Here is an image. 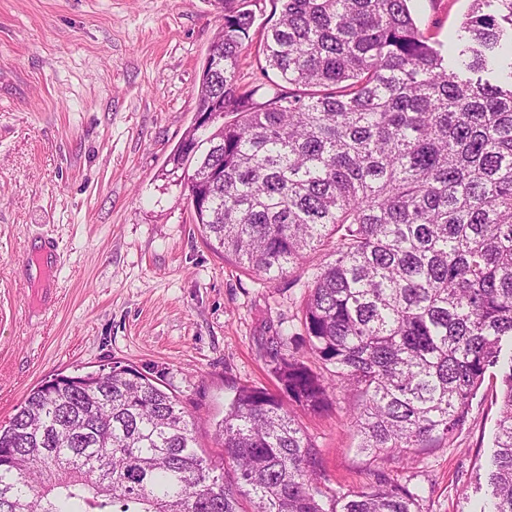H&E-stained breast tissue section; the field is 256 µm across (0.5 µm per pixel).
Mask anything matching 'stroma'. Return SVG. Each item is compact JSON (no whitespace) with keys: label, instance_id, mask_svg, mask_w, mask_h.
<instances>
[{"label":"stroma","instance_id":"stroma-1","mask_svg":"<svg viewBox=\"0 0 512 512\" xmlns=\"http://www.w3.org/2000/svg\"><path fill=\"white\" fill-rule=\"evenodd\" d=\"M470 5L409 8L444 45ZM223 26L218 0H0V420L42 382L118 361L176 396L217 462L233 388L275 389L261 347L299 332L305 289L213 251L168 175ZM355 404L341 393L300 417L325 495L409 478L421 512H475L494 452L490 384L448 445L399 465L359 452Z\"/></svg>","mask_w":512,"mask_h":512}]
</instances>
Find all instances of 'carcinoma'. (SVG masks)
<instances>
[{
	"mask_svg": "<svg viewBox=\"0 0 512 512\" xmlns=\"http://www.w3.org/2000/svg\"><path fill=\"white\" fill-rule=\"evenodd\" d=\"M262 0H219L197 111L169 174L187 178L211 248L277 281L312 273L302 332L271 337L277 395L240 386L218 423L226 470L198 453L175 396L137 369L44 382L0 423V512H420L410 483L328 497L319 454L286 403L353 391L358 450L395 464L441 448L500 378L487 479L512 512V0H472L457 57L409 0H272L259 44L280 82H239Z\"/></svg>",
	"mask_w": 512,
	"mask_h": 512,
	"instance_id": "1",
	"label": "carcinoma"
}]
</instances>
